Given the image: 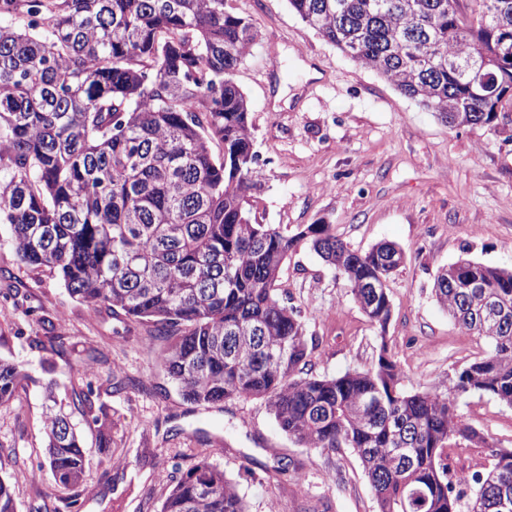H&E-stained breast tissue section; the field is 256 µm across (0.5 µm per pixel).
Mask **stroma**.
<instances>
[{
    "label": "stroma",
    "mask_w": 512,
    "mask_h": 512,
    "mask_svg": "<svg viewBox=\"0 0 512 512\" xmlns=\"http://www.w3.org/2000/svg\"><path fill=\"white\" fill-rule=\"evenodd\" d=\"M228 4L256 32L236 81L263 175L257 222L291 236L324 222L352 249L386 241L406 257L388 282L392 316L381 331L308 241L289 253L276 288L319 339L311 372L362 371L384 351L403 390L447 382L489 344L438 306L434 281L462 257L512 268V141L448 126L327 42L288 0ZM152 332V324L89 309L53 271L21 264L10 225L0 224V357L27 374L0 405V477L29 473L15 486L17 512H159L172 480L204 458L235 482L247 512H376L352 449L294 443L259 399L186 402L157 362ZM119 380L125 387L113 392ZM88 386L112 428L99 431L73 409L86 465L81 483L62 489L40 465L46 394L67 403ZM458 412L488 445L449 449V462L482 472L493 449L512 448V406L473 393ZM288 463L303 482L281 473Z\"/></svg>",
    "instance_id": "35a3bbf8"
}]
</instances>
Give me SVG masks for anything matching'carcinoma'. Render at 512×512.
Listing matches in <instances>:
<instances>
[{
	"label": "carcinoma",
	"mask_w": 512,
	"mask_h": 512,
	"mask_svg": "<svg viewBox=\"0 0 512 512\" xmlns=\"http://www.w3.org/2000/svg\"><path fill=\"white\" fill-rule=\"evenodd\" d=\"M227 0H0V224L19 260L59 275L93 310L154 325L158 360L197 404L266 401L281 431L305 448H351L377 512H491V488L473 479L453 492L442 454L487 440L457 414L486 393L512 406V269L469 259L434 285L438 304L489 353L423 392L400 387L381 345L377 362L335 377L306 371L316 349L297 311L276 293L300 240L348 282L385 339V280L404 263L394 244L361 252L330 224L294 236L252 221L261 173L248 102L234 80L256 34ZM329 43L374 69L455 127L511 132L492 89L448 60L474 53L512 89V0H288ZM222 147L214 153L213 145ZM484 282L507 311L479 318ZM23 369L0 359V405ZM46 462L56 486L84 473L81 436L62 410L45 415ZM512 492V449L486 473ZM0 512H17L0 479ZM160 512H247L224 471L201 460L173 481Z\"/></svg>",
	"instance_id": "carcinoma-1"
}]
</instances>
